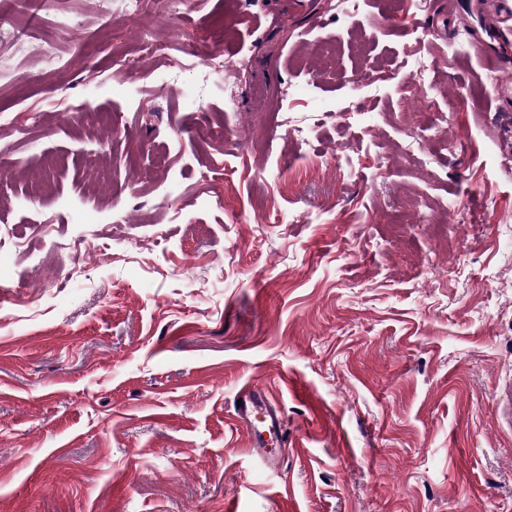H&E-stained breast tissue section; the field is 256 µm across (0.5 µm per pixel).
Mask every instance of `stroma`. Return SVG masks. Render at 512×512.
Wrapping results in <instances>:
<instances>
[{
    "label": "stroma",
    "instance_id": "obj_1",
    "mask_svg": "<svg viewBox=\"0 0 512 512\" xmlns=\"http://www.w3.org/2000/svg\"><path fill=\"white\" fill-rule=\"evenodd\" d=\"M447 8L0 0V111L43 118L0 126V512H512V96ZM61 12L84 38L51 71L31 46ZM146 26L190 59L221 41L233 109L213 75L186 110L191 70L157 94ZM248 387L282 422L273 473ZM264 393L259 390H247L243 392L235 403V412L238 421L246 428L249 437V452L252 456H257L264 462L270 464L269 450L263 437V432L270 435H278L281 430L279 417L275 412H268L266 429L264 431H254L251 426V414L259 407L263 401ZM241 400V405L237 406V401Z\"/></svg>",
    "mask_w": 512,
    "mask_h": 512
}]
</instances>
